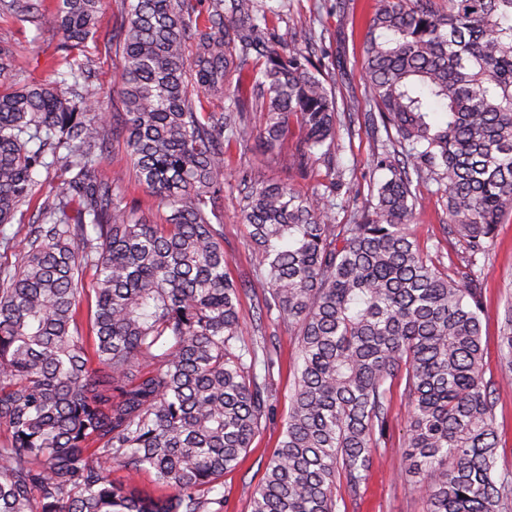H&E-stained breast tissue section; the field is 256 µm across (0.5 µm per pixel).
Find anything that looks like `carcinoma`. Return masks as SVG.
<instances>
[{"instance_id": "obj_1", "label": "carcinoma", "mask_w": 512, "mask_h": 512, "mask_svg": "<svg viewBox=\"0 0 512 512\" xmlns=\"http://www.w3.org/2000/svg\"><path fill=\"white\" fill-rule=\"evenodd\" d=\"M289 0H126L121 127L79 91L76 51L102 0H0V13L62 33L72 91L0 93V224L30 205L39 170L67 174L22 224L17 268L0 267V512H224V472L266 416L257 344H239L241 285L227 273L224 143L254 136L303 174L331 154L335 97L312 58L314 35L280 47L270 18ZM196 40L194 56L188 40ZM364 84L401 151L370 209L337 224L325 195L245 171L240 217L255 245L248 287L299 325L300 365L286 429L251 494V512H339L386 440L394 383L408 400L407 472L427 512H507L512 470L498 465L481 314L495 230L512 209V0H380L363 41ZM224 97L198 111L191 89ZM126 136L140 184L169 209L151 223L98 167L109 132ZM448 204V236L468 257L447 273L409 232L414 181ZM94 271V285L83 277ZM500 350L512 369V305ZM127 470L114 483L112 467ZM149 472L162 489L143 492Z\"/></svg>"}]
</instances>
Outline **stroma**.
Returning <instances> with one entry per match:
<instances>
[{"label":"stroma","instance_id":"35a3bbf8","mask_svg":"<svg viewBox=\"0 0 512 512\" xmlns=\"http://www.w3.org/2000/svg\"><path fill=\"white\" fill-rule=\"evenodd\" d=\"M336 0H290L287 15L275 20L276 35L284 47L299 42L304 30L317 36L316 53L322 58L327 84L336 97L339 111H347L358 102L360 111L371 104L363 84L362 42L366 21L377 0H349L344 10H336ZM122 21L121 0H104L93 38L81 51L91 72L89 85L100 101L104 117L119 112V58L115 52ZM63 39L47 25L0 16V43L13 52L15 78L0 81V88L12 89L14 83L52 84L57 80L55 61L61 60ZM382 138L373 136L363 120L342 119L335 158L315 161L307 175L301 176L278 164L275 154L260 139L248 145L231 146L225 156L224 251L230 258L228 273L241 283L239 318L244 342L258 334L255 316L265 304L262 292L249 289L255 274L253 247L248 229L239 219V177L243 171L261 169L269 177L289 183L304 194H333L336 223H352L354 216L370 203V188L384 179L376 167V156L383 151ZM125 178L120 192L127 203L137 206L145 216L162 221L168 210L136 180L122 140L110 139L109 156L99 166L101 178L110 179L117 172ZM419 204L409 231L427 262L449 270L465 255L462 242H449L446 200L436 184L413 185ZM485 312L482 317V344L486 378L497 383L495 397L496 427L499 441V465L512 469V384L501 381L503 372L499 336L504 309L512 301V209L506 211L496 232L495 245L485 262ZM274 341L269 346L272 370L257 368L269 390L271 413L260 434L241 457L237 467L224 475V512H250L249 497L261 480L267 463L277 450L288 418L294 370L298 364L296 331L287 319L272 318L265 324ZM408 400L402 385H394L389 399V439L385 449L374 458L368 482L362 485L357 500H350L344 477L336 479V496L344 501L347 512H427L426 500L405 474L404 452L407 447Z\"/></svg>","mask_w":512,"mask_h":512}]
</instances>
